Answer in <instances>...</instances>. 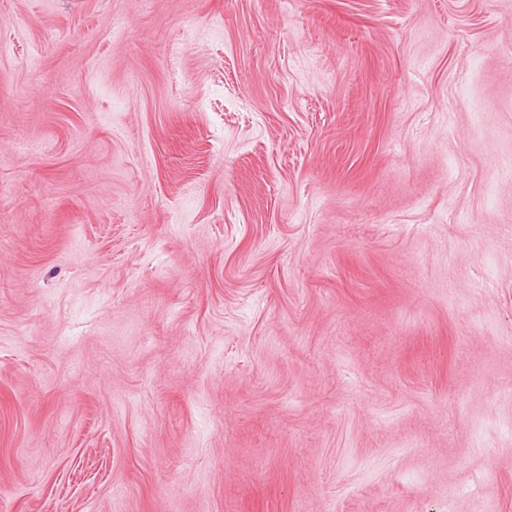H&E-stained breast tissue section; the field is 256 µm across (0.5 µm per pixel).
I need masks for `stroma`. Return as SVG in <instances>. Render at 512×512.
I'll return each mask as SVG.
<instances>
[{"label": "stroma", "instance_id": "obj_1", "mask_svg": "<svg viewBox=\"0 0 512 512\" xmlns=\"http://www.w3.org/2000/svg\"><path fill=\"white\" fill-rule=\"evenodd\" d=\"M0 512H512V0H0Z\"/></svg>", "mask_w": 512, "mask_h": 512}]
</instances>
